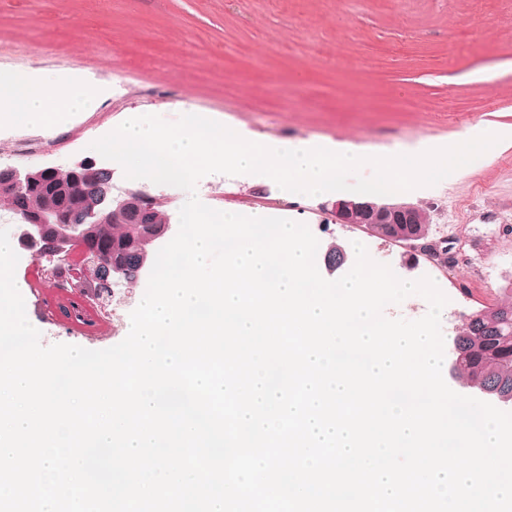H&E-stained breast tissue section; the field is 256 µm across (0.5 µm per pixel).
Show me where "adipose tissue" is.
Returning a JSON list of instances; mask_svg holds the SVG:
<instances>
[{
    "instance_id": "ef3b65f1",
    "label": "adipose tissue",
    "mask_w": 512,
    "mask_h": 512,
    "mask_svg": "<svg viewBox=\"0 0 512 512\" xmlns=\"http://www.w3.org/2000/svg\"><path fill=\"white\" fill-rule=\"evenodd\" d=\"M112 86L91 84L78 68L52 74L38 69L0 75V129L25 125L57 134L74 113L111 98Z\"/></svg>"
}]
</instances>
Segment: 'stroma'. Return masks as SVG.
<instances>
[{
  "label": "stroma",
  "instance_id": "35a3bbf8",
  "mask_svg": "<svg viewBox=\"0 0 512 512\" xmlns=\"http://www.w3.org/2000/svg\"><path fill=\"white\" fill-rule=\"evenodd\" d=\"M79 68L115 91L74 116L54 137L31 127L0 132V167H68L127 112L176 120L177 103L223 114L258 143L354 142L386 154L422 140L450 141L475 128L512 132V0L477 9L474 0H0V72ZM205 205L306 224L320 247L338 244L346 265L354 245L401 279L427 276L449 302L445 343L466 314L507 300L512 284V140L479 164L409 194L430 216L432 238L457 245L447 268L409 262L400 247L328 221L324 196L295 194L251 174L202 180ZM29 322L42 345L102 350L121 342L130 309L112 315L104 299L57 279L48 259L16 267ZM74 307L57 325L48 306Z\"/></svg>",
  "mask_w": 512,
  "mask_h": 512
}]
</instances>
